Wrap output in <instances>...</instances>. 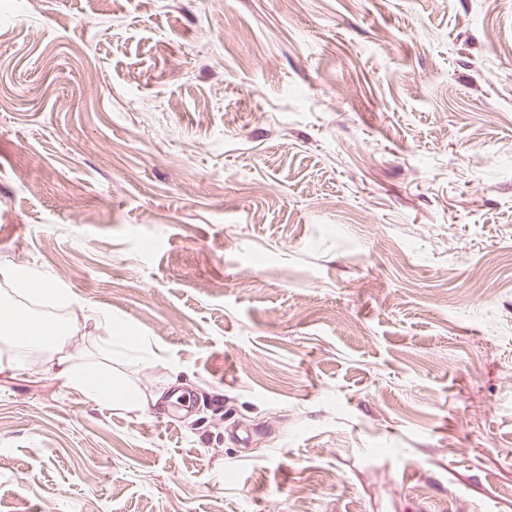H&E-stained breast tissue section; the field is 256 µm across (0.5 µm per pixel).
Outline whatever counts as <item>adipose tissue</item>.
I'll return each instance as SVG.
<instances>
[{
	"instance_id": "adipose-tissue-1",
	"label": "adipose tissue",
	"mask_w": 512,
	"mask_h": 512,
	"mask_svg": "<svg viewBox=\"0 0 512 512\" xmlns=\"http://www.w3.org/2000/svg\"><path fill=\"white\" fill-rule=\"evenodd\" d=\"M39 315L29 309L8 308L0 317V341L9 347V368L25 365L34 354L44 356L55 378L68 387L78 388L97 399H105L129 410L139 409L142 398L139 391L123 378L108 374L95 365L84 367L73 363L70 355L60 350L63 329L47 335L38 328Z\"/></svg>"
}]
</instances>
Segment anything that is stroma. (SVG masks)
<instances>
[{
  "label": "stroma",
  "instance_id": "1",
  "mask_svg": "<svg viewBox=\"0 0 512 512\" xmlns=\"http://www.w3.org/2000/svg\"><path fill=\"white\" fill-rule=\"evenodd\" d=\"M0 266L189 397L0 369V512H512V0H0ZM0 277L4 284L15 285L24 295L58 298L69 305L75 302L66 298L60 288H54L50 281L38 277L33 272L23 273L10 267H0Z\"/></svg>",
  "mask_w": 512,
  "mask_h": 512
}]
</instances>
